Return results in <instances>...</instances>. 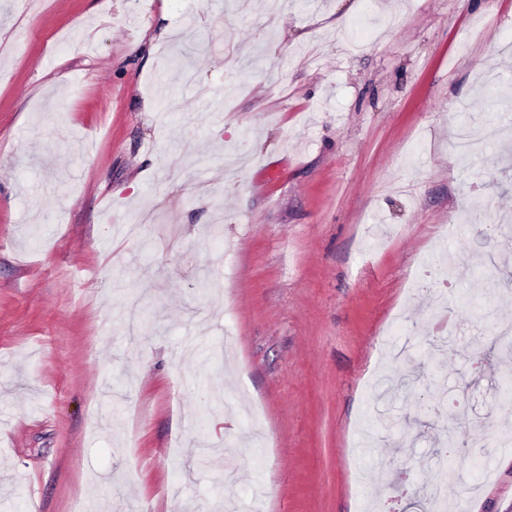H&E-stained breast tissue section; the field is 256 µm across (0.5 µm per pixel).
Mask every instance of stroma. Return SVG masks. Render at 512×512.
<instances>
[{
    "mask_svg": "<svg viewBox=\"0 0 512 512\" xmlns=\"http://www.w3.org/2000/svg\"><path fill=\"white\" fill-rule=\"evenodd\" d=\"M0 31V512H421L441 390L501 438L512 0H0ZM401 347L432 413L378 397ZM456 467L512 512V446Z\"/></svg>",
    "mask_w": 512,
    "mask_h": 512,
    "instance_id": "stroma-1",
    "label": "stroma"
}]
</instances>
